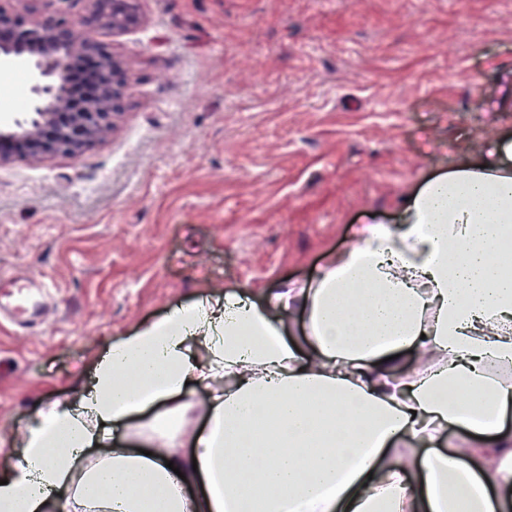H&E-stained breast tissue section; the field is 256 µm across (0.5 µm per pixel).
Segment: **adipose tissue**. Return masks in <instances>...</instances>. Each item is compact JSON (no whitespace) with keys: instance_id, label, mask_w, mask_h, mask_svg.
<instances>
[{"instance_id":"adipose-tissue-1","label":"adipose tissue","mask_w":512,"mask_h":512,"mask_svg":"<svg viewBox=\"0 0 512 512\" xmlns=\"http://www.w3.org/2000/svg\"><path fill=\"white\" fill-rule=\"evenodd\" d=\"M512 136L428 180L309 288L204 296L113 341L13 440L0 512H512ZM308 320L309 349L288 336ZM431 353L405 370L407 350ZM205 387L208 425L176 440ZM163 410L134 443L108 424ZM462 445L444 446L448 426ZM96 459H87L89 449ZM203 487L186 495L184 483Z\"/></svg>"}]
</instances>
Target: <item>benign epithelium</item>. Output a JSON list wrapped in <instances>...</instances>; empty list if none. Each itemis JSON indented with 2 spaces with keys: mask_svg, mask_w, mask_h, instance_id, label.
Listing matches in <instances>:
<instances>
[{
  "mask_svg": "<svg viewBox=\"0 0 512 512\" xmlns=\"http://www.w3.org/2000/svg\"><path fill=\"white\" fill-rule=\"evenodd\" d=\"M80 22L86 27L111 24L119 33L138 20L134 0H88ZM99 43L71 34L70 22L59 15L40 12L32 6L22 15L0 6V59L24 57L38 79L32 87L35 117L27 124L0 130V161L15 156L31 159L54 153H77L102 135L121 107L124 80L113 57L104 59L100 100L81 112H66L68 65L78 52H96Z\"/></svg>",
  "mask_w": 512,
  "mask_h": 512,
  "instance_id": "1",
  "label": "benign epithelium"
}]
</instances>
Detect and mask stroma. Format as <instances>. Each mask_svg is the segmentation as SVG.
<instances>
[{"instance_id":"1","label":"stroma","mask_w":512,"mask_h":512,"mask_svg":"<svg viewBox=\"0 0 512 512\" xmlns=\"http://www.w3.org/2000/svg\"><path fill=\"white\" fill-rule=\"evenodd\" d=\"M94 31L123 106L81 152L0 163V276L50 285L0 324V476L36 408L113 341L227 291L314 280L367 227L512 132V0H138ZM0 63V127L32 107Z\"/></svg>"}]
</instances>
